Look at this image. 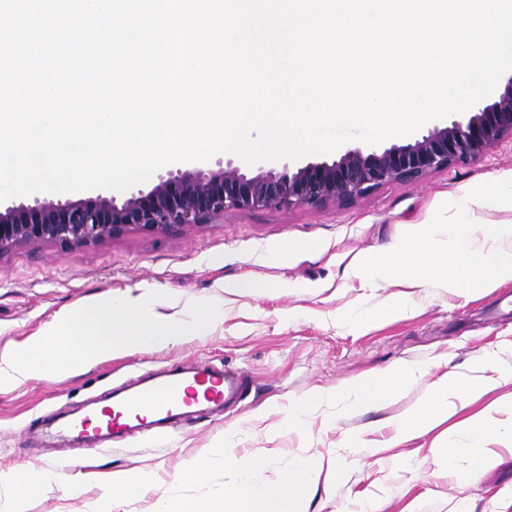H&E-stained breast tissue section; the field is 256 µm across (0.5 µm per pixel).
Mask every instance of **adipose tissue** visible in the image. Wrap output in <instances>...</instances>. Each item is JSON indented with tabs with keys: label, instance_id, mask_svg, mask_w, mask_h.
Returning a JSON list of instances; mask_svg holds the SVG:
<instances>
[{
	"label": "adipose tissue",
	"instance_id": "1",
	"mask_svg": "<svg viewBox=\"0 0 512 512\" xmlns=\"http://www.w3.org/2000/svg\"><path fill=\"white\" fill-rule=\"evenodd\" d=\"M486 365L490 376L477 380L444 373L428 387L424 402L410 408L401 416L396 425L398 439L407 440L421 430L443 421L449 409H466L479 395L491 391L499 377L506 371L499 364L498 356H489ZM423 374L422 369L395 364L382 374L351 380L339 388L340 396L355 404L376 405L387 398L396 396ZM499 403H492L489 410L476 413L464 419L454 429V441L441 444L435 450L443 461L454 462L465 458L467 464L458 469L456 476L460 486L473 484L481 471L494 456L488 442L493 438L512 437V420L496 418ZM264 453H254L248 459H240L236 454L233 433H226L222 446L208 450L189 467V479L203 481L210 469L216 466H230L237 470L239 483L234 490L218 491L192 498H177L159 501L155 512H295L296 504L318 475L317 464L309 459L296 460L287 478L280 483L257 485L251 480L255 469L267 463ZM54 473L41 469H28L0 473V490L7 493L13 503L21 504L39 495L44 487L54 482ZM150 485V474L146 471H117L102 483V492L96 502V512H115L123 502L143 496Z\"/></svg>",
	"mask_w": 512,
	"mask_h": 512
}]
</instances>
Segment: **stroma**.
I'll return each mask as SVG.
<instances>
[{
	"label": "stroma",
	"instance_id": "stroma-1",
	"mask_svg": "<svg viewBox=\"0 0 512 512\" xmlns=\"http://www.w3.org/2000/svg\"><path fill=\"white\" fill-rule=\"evenodd\" d=\"M509 177L512 142L506 140L482 159L414 183L389 184L346 207L229 213L176 237L129 235L67 252L43 244L0 259V346L31 337L79 302L108 291L160 289L165 299L158 311L165 316L185 315L202 297L224 302V321L208 336L0 389V471L29 465L83 481L75 495L47 485L24 512H93L100 475L116 470L153 474L147 493L119 512H154L161 498L234 488L236 471L221 466L205 482L179 480L188 463L232 428L239 456L263 449L272 457L254 471L257 483L279 482L300 458L322 463L318 483L299 499L297 512H355L363 496L377 499L379 512H512V442L492 439L494 461L465 489L432 454L463 412L449 413L411 440H394L395 421L438 375H473L494 352L512 367V281L477 296L417 289L410 314L381 317L380 305L404 294V287L346 279L351 265L389 249L409 225L430 223L441 204ZM246 277L263 283L264 291H225V284ZM349 315L357 324L346 323ZM204 363L243 373L244 399L206 407L163 436L143 431L94 443L63 441L52 431L56 421L107 401L113 389H133L147 374ZM396 363L428 372L375 406L336 396L342 383ZM315 391L323 398L309 406L306 424L284 426L289 404ZM354 434L377 441L379 452L353 460L345 442Z\"/></svg>",
	"mask_w": 512,
	"mask_h": 512
}]
</instances>
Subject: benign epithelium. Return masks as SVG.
Returning <instances> with one entry per match:
<instances>
[{"label": "benign epithelium", "instance_id": "1", "mask_svg": "<svg viewBox=\"0 0 512 512\" xmlns=\"http://www.w3.org/2000/svg\"><path fill=\"white\" fill-rule=\"evenodd\" d=\"M508 138L512 76L497 99L477 102L460 119L435 125L406 145L350 150L332 162L298 167L264 161L247 174L230 162L218 170L170 169L150 190L132 189L120 202L98 194L0 205V259L41 244L68 251L127 235L174 236L186 226L214 224L228 212L342 207L385 185L479 160Z\"/></svg>", "mask_w": 512, "mask_h": 512}]
</instances>
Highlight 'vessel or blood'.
I'll return each mask as SVG.
<instances>
[{"label": "vessel or blood", "instance_id": "1", "mask_svg": "<svg viewBox=\"0 0 512 512\" xmlns=\"http://www.w3.org/2000/svg\"><path fill=\"white\" fill-rule=\"evenodd\" d=\"M239 387V381L208 367L197 369L188 378L172 372L153 378L151 385L141 390L124 394L115 406L103 408L98 420L86 417L79 426L85 429L93 424L116 436L141 431L148 425L165 427L175 423L197 396L216 403L228 399Z\"/></svg>", "mask_w": 512, "mask_h": 512}]
</instances>
